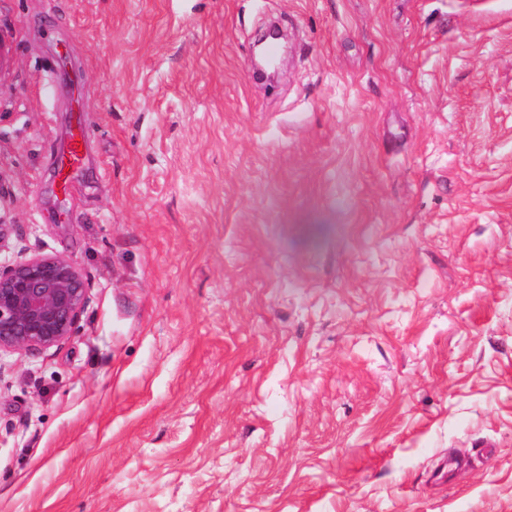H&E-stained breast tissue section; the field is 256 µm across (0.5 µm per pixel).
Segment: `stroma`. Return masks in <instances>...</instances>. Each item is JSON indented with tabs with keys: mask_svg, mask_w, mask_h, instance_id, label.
<instances>
[{
	"mask_svg": "<svg viewBox=\"0 0 512 512\" xmlns=\"http://www.w3.org/2000/svg\"><path fill=\"white\" fill-rule=\"evenodd\" d=\"M0 224V512H512V0H0ZM273 39L279 45L280 53L276 57L269 56L267 52L268 40ZM288 56V39L286 31L280 24L266 27L263 34L255 42L253 48L252 64L256 72L268 79H275L280 72V65ZM85 141V132L76 130V132L72 134L67 152L63 154L58 161V176L65 190L71 182V168L80 164L83 160ZM88 302L85 280L70 257L0 264V355L39 353L68 341Z\"/></svg>",
	"mask_w": 512,
	"mask_h": 512,
	"instance_id": "obj_1",
	"label": "stroma"
}]
</instances>
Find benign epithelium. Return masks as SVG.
Listing matches in <instances>:
<instances>
[{
  "mask_svg": "<svg viewBox=\"0 0 512 512\" xmlns=\"http://www.w3.org/2000/svg\"><path fill=\"white\" fill-rule=\"evenodd\" d=\"M270 39L279 45L275 57L267 52ZM287 56L286 31L279 24L267 26L254 44V69L275 79ZM88 302L85 280L70 257L43 255L0 264V353H39L63 344L77 335Z\"/></svg>",
  "mask_w": 512,
  "mask_h": 512,
  "instance_id": "7a95c632",
  "label": "benign epithelium"
}]
</instances>
